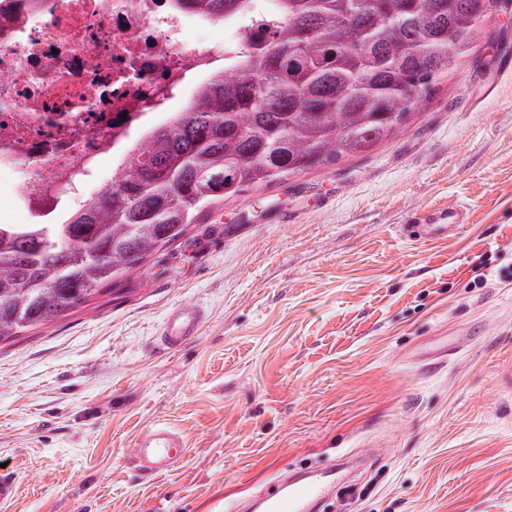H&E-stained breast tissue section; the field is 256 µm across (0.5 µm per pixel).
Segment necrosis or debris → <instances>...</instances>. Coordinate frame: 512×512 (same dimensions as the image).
I'll use <instances>...</instances> for the list:
<instances>
[{"instance_id":"1","label":"necrosis or debris","mask_w":512,"mask_h":512,"mask_svg":"<svg viewBox=\"0 0 512 512\" xmlns=\"http://www.w3.org/2000/svg\"><path fill=\"white\" fill-rule=\"evenodd\" d=\"M205 23L172 0H0V168L19 171L30 223L59 219L223 67L179 39Z\"/></svg>"}]
</instances>
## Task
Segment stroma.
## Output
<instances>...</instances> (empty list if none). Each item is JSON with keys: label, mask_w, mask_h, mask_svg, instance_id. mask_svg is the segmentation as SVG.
<instances>
[{"label": "stroma", "mask_w": 512, "mask_h": 512, "mask_svg": "<svg viewBox=\"0 0 512 512\" xmlns=\"http://www.w3.org/2000/svg\"><path fill=\"white\" fill-rule=\"evenodd\" d=\"M391 141L202 212L54 322L0 343L8 512H240L347 459L318 512H512V0ZM463 206L455 237L401 225ZM204 309L176 351L169 307ZM186 439L168 472L133 440ZM133 460L148 474H162L177 464L184 455L183 435L165 422L154 423L135 437Z\"/></svg>", "instance_id": "1"}]
</instances>
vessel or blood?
I'll return each mask as SVG.
<instances>
[{"label":"vessel or blood","instance_id":"vessel-or-blood-1","mask_svg":"<svg viewBox=\"0 0 512 512\" xmlns=\"http://www.w3.org/2000/svg\"><path fill=\"white\" fill-rule=\"evenodd\" d=\"M464 221V211L451 205L431 211L423 223L405 225L404 230L418 241L441 240L456 233ZM204 319L200 307H171L159 332L162 349L173 350L191 342L199 335ZM185 448V439L176 428L157 422L136 435L133 460L145 473L162 474L180 461ZM335 478L336 471L331 468L306 481L282 482L275 493L258 499L255 506L259 512H308L313 503L326 498Z\"/></svg>","mask_w":512,"mask_h":512}]
</instances>
